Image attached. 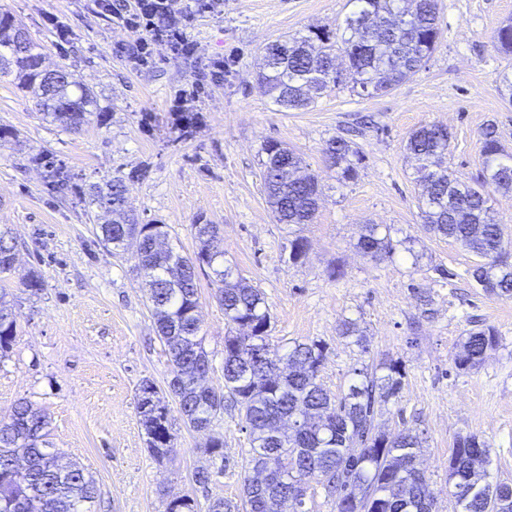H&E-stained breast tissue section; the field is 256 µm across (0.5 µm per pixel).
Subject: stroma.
Listing matches in <instances>:
<instances>
[{
	"instance_id": "obj_1",
	"label": "stroma",
	"mask_w": 512,
	"mask_h": 512,
	"mask_svg": "<svg viewBox=\"0 0 512 512\" xmlns=\"http://www.w3.org/2000/svg\"><path fill=\"white\" fill-rule=\"evenodd\" d=\"M352 0H223L195 14L189 36L197 51L171 56L156 45V63L139 67L117 50L130 34L100 16L93 0H0L43 55V65L68 67L92 90L101 115L65 131L44 118L13 76L0 75V226L16 245L13 270L0 287L13 295L17 335L0 358V416L22 399L49 417V441L64 460L93 476L94 512H165L170 495L200 506L222 498L240 502L250 447L238 410L227 409L208 433L173 417L174 451L152 458L137 412L136 388L148 379L166 390L168 361L147 307V287L131 254L116 255L101 240V210L89 202L92 185L121 177L140 223L168 227V241L191 256L193 227H219L224 257L259 288L272 317L271 341H324L319 381L332 394L347 391L356 370L380 360L402 361L405 386L378 422L394 433L420 436L419 466L430 479L439 512H461L448 493L449 450L456 436L474 434L490 448V482L512 483V297L476 288L467 276L478 258L421 227L416 163L405 151L410 133L430 123L452 134L447 164L454 178L473 182L483 167L482 132L495 125L512 155V101L499 91L512 73L494 35L512 21V0H438L440 42L425 65L393 90L363 96L351 86L328 88L310 106H278L258 81L265 47L336 29ZM228 68L205 87L191 111L198 123L184 138L171 130L176 93L214 60ZM343 137L362 151L357 181L341 183L326 148ZM288 144L317 175L322 201L313 223H275L263 171L266 141ZM41 154L69 171L77 193L60 194ZM385 224L396 245L374 261L356 248L363 225ZM303 236L298 264L286 246ZM450 271L444 279L439 268ZM341 277L331 278V269ZM43 279L29 296L22 279ZM199 317L211 360L206 382L224 387V310L207 275L198 279ZM356 322L367 342L342 336ZM494 326L498 347L484 363L461 371L454 356L475 323ZM224 443L205 450L208 436ZM209 468L208 485L195 482Z\"/></svg>"
}]
</instances>
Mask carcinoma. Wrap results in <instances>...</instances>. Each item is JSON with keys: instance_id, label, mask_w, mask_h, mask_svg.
<instances>
[{"instance_id": "carcinoma-1", "label": "carcinoma", "mask_w": 512, "mask_h": 512, "mask_svg": "<svg viewBox=\"0 0 512 512\" xmlns=\"http://www.w3.org/2000/svg\"><path fill=\"white\" fill-rule=\"evenodd\" d=\"M360 11L376 16L408 14L405 27H358L352 12L343 25L266 47L260 80L275 102L285 108L306 107L336 76V57L351 55L349 79L368 96L379 95L415 75L435 51L440 39L437 0H358ZM15 23L0 13V74L15 76L17 85L31 93L52 121L66 129L89 123L96 109L93 92L59 68H42L41 53L33 41L13 40ZM496 48L512 54V23L500 27ZM196 113L176 112L172 129L184 136L192 131ZM450 132L438 124L411 132L406 150L421 161L425 182L419 210L424 230L452 239L481 258L470 270L476 287L490 295H512V264L501 257L502 229L489 205V188L512 190V178L501 176L507 156L495 126L482 134L483 169L472 183L451 177L443 166ZM267 202L279 224H310L318 210L320 188L314 175L294 179L282 169L301 168L302 159L284 144L264 145ZM338 180L359 176L363 155L353 143L337 137L328 143ZM92 203L117 215L99 225L102 240L115 252L133 249L137 267L149 286L148 301L170 366L168 396L183 422L198 432L210 429L224 411V400L239 407L249 432L251 448L245 469L241 504L215 499L206 512H300L310 483L326 485L336 495V512H437L429 478L415 464L421 438L410 429L393 434L379 430L377 416L399 397L406 378L402 362L380 361L372 370L358 371L359 379L336 397L318 381L327 356L321 340L297 342L283 353L271 343V317L261 291L235 273L224 260L214 224H194L199 248L184 256L173 248L155 246L167 239L164 224H142L127 210L126 188L114 177L94 188ZM356 247L372 260L394 254L390 231L366 224ZM15 252L8 232L0 231V273L10 271ZM208 269L215 296L224 309L230 331L224 337V391L203 383L211 365L195 316L198 275ZM0 289V355L7 354L17 331V316ZM499 344L491 326L474 329L462 340L454 363L459 370L474 369ZM137 410L147 435L150 454L162 461L174 451L171 408L154 382L138 388ZM49 420L27 400L0 417V512H92L95 481L75 462L46 448ZM481 452L488 462L487 443L474 434L458 436L449 449L448 483L460 489L457 502L463 512H512V491L504 483L486 481V471L472 461ZM166 512H201L188 496L169 500Z\"/></svg>"}]
</instances>
